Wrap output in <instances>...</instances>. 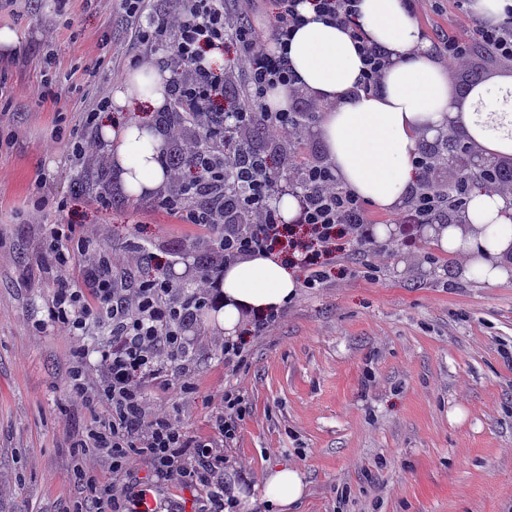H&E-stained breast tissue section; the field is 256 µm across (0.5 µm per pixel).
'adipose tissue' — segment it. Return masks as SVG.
Returning <instances> with one entry per match:
<instances>
[{
	"mask_svg": "<svg viewBox=\"0 0 512 512\" xmlns=\"http://www.w3.org/2000/svg\"><path fill=\"white\" fill-rule=\"evenodd\" d=\"M359 22L367 38L391 59L377 88L355 93L362 60L354 41L326 23L310 6L307 20L288 44L295 88L279 86L267 94L270 111L283 112L300 89L323 108L318 136L340 186L397 214L408 204L418 180L412 165L423 140L440 134L461 138L482 157L512 161V77L474 87L457 106L448 66L429 43L405 0H360ZM169 74L147 63L115 87L114 112L130 113L121 123L103 121L100 139L109 160L133 197L154 194L169 180L160 163L165 139L150 119L168 104ZM143 116H134L136 108ZM433 245L456 262L460 277L497 285L512 279V199L490 190L475 191L461 224H436ZM212 314L227 336L235 337L254 316L283 306L297 294L295 269L281 252L245 256L224 266ZM260 498L294 512L308 492L306 475L288 463L262 472Z\"/></svg>",
	"mask_w": 512,
	"mask_h": 512,
	"instance_id": "obj_1",
	"label": "adipose tissue"
}]
</instances>
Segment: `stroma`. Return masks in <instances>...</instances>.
I'll return each instance as SVG.
<instances>
[{
    "instance_id": "obj_1",
    "label": "stroma",
    "mask_w": 512,
    "mask_h": 512,
    "mask_svg": "<svg viewBox=\"0 0 512 512\" xmlns=\"http://www.w3.org/2000/svg\"><path fill=\"white\" fill-rule=\"evenodd\" d=\"M416 18L432 43L469 23L454 0ZM2 27L17 41L0 53V512H70L73 468L107 470L79 446L105 408L70 393L75 339L36 327L55 278L42 224L75 225L134 279L164 271L183 284L197 281L213 233L156 196L128 197L120 177L106 207L73 185L74 143L88 146L82 163L106 162L86 122L97 101L136 65L167 63L112 0H13ZM50 53L68 80L45 100ZM367 212L394 233L337 254L321 285L248 335L237 372L224 368L223 329L200 316L193 390L149 385L151 409L207 436L212 398L242 390L248 412L224 470L253 480L298 464L309 490L297 512H512V281L457 278L424 226Z\"/></svg>"
}]
</instances>
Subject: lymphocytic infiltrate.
Instances as JSON below:
<instances>
[{"instance_id":"lymphocytic-infiltrate-1","label":"lymphocytic infiltrate","mask_w":512,"mask_h":512,"mask_svg":"<svg viewBox=\"0 0 512 512\" xmlns=\"http://www.w3.org/2000/svg\"><path fill=\"white\" fill-rule=\"evenodd\" d=\"M128 17L137 19L135 37L146 48L167 47L170 103L183 102L194 112L197 124L210 128L216 116L231 109L238 125L259 119L264 125L298 139L307 118L317 107L295 96L285 112L269 111L268 91L294 85L287 61V45L305 19L298 10L302 0H277V12L267 25L233 16L225 0H178L174 10L145 11L144 0H117ZM318 17L344 29L358 46L363 69L358 90L377 87L389 65L386 54L369 43L359 23V0H311ZM234 43L238 64L246 75L239 95L226 96L229 74L206 60L208 51ZM490 49L501 61H512V6L505 19L490 25L472 17L470 27L439 37L436 53L450 67L471 73L476 65L475 44ZM235 193L252 218L248 228L225 224L220 213L202 214L197 207L163 195L160 207L186 224H220L223 234L211 242V275L201 286L181 288L165 275L128 282L110 256L102 254L88 237H77L72 224H45L56 276L47 303V316L39 328L58 326L79 342L73 352L70 388L79 398L96 396L105 406L103 418L88 433V445L108 465V475L84 469L75 472L78 488L75 512H148L149 499L177 488L192 494V512H237L224 497V452L236 438L247 413L244 394L226 387L212 410L214 435H189L171 418L155 415L148 403L147 383L164 389L190 391L188 380L168 379L169 367H188L193 342L186 332L216 298L215 273L239 258L273 250L287 237L279 211L271 203L278 189L268 158L251 167H236ZM303 184L297 223L308 230L307 239H290L306 268L305 287L324 278V261L343 252L346 243H371L365 203L339 187L332 165L323 158L299 167ZM288 238V237H287ZM96 358L100 379H93L89 358ZM145 463L149 474L135 478L133 461Z\"/></svg>"}]
</instances>
